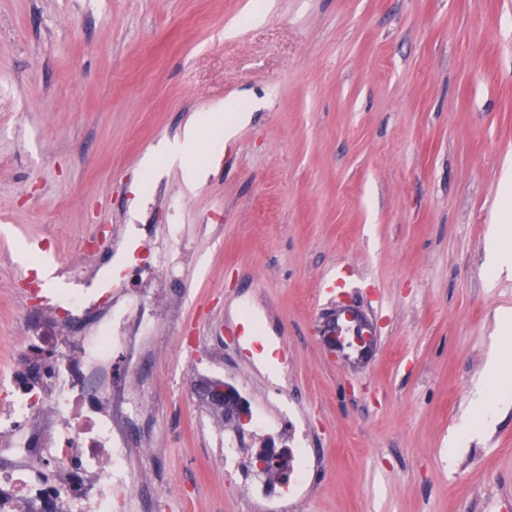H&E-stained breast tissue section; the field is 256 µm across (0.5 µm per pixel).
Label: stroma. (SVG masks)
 Returning <instances> with one entry per match:
<instances>
[{
  "label": "stroma",
  "instance_id": "obj_1",
  "mask_svg": "<svg viewBox=\"0 0 512 512\" xmlns=\"http://www.w3.org/2000/svg\"><path fill=\"white\" fill-rule=\"evenodd\" d=\"M0 0V376L18 299L8 274L50 239L72 257L101 226L178 225L191 257L150 364L158 512H249L254 477L195 392L236 375L277 416L308 488L288 512H512V393L448 456L508 339L512 272L486 239L512 163V0ZM248 119L191 186L132 187L194 113ZM358 310V362L323 338ZM273 346L266 362L265 346Z\"/></svg>",
  "mask_w": 512,
  "mask_h": 512
}]
</instances>
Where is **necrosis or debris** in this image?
Masks as SVG:
<instances>
[{"label":"necrosis or debris","mask_w":512,"mask_h":512,"mask_svg":"<svg viewBox=\"0 0 512 512\" xmlns=\"http://www.w3.org/2000/svg\"><path fill=\"white\" fill-rule=\"evenodd\" d=\"M132 224L104 245L84 239L57 272L72 289L58 303L23 275L13 340V377L0 381V512H149L134 460H149L153 378L142 370L163 348L159 321L174 320L167 285L178 276L169 245L95 289L99 251L117 253Z\"/></svg>","instance_id":"1"}]
</instances>
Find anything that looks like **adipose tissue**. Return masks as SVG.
I'll return each instance as SVG.
<instances>
[{
    "label": "adipose tissue",
    "instance_id": "ef3b65f1",
    "mask_svg": "<svg viewBox=\"0 0 512 512\" xmlns=\"http://www.w3.org/2000/svg\"><path fill=\"white\" fill-rule=\"evenodd\" d=\"M247 119L242 107L232 101L225 102L217 112H198L192 116L181 134L169 140L143 165V173L180 164L188 181H196L201 170L196 159L203 151L218 153L223 150L225 140L231 138L237 127Z\"/></svg>",
    "mask_w": 512,
    "mask_h": 512
}]
</instances>
